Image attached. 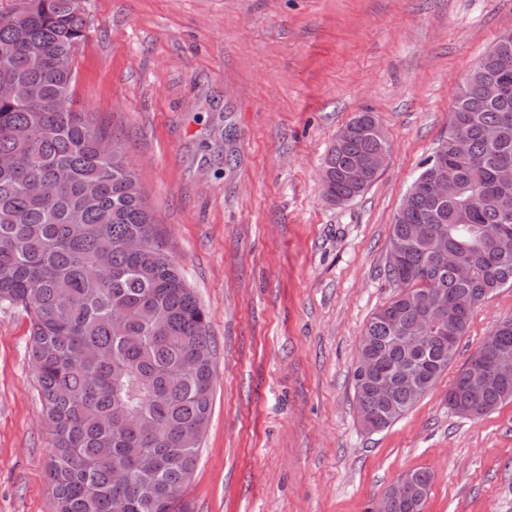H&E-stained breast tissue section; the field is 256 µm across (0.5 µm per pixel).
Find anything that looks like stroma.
Returning a JSON list of instances; mask_svg holds the SVG:
<instances>
[{
  "instance_id": "35a3bbf8",
  "label": "stroma",
  "mask_w": 512,
  "mask_h": 512,
  "mask_svg": "<svg viewBox=\"0 0 512 512\" xmlns=\"http://www.w3.org/2000/svg\"><path fill=\"white\" fill-rule=\"evenodd\" d=\"M75 99L119 137L166 248L209 315L212 415L184 498L192 512H370L407 471L424 512H512V404L476 420L448 387L512 317L477 305L447 370L377 432L356 410L358 347L395 288L396 210L447 136L459 84L512 0H82ZM360 112L390 143L353 201L322 160ZM29 318L0 304V512H52V456ZM408 473L412 474L413 481V491L410 497L412 506L392 501L387 512H423L432 484V475L426 469H416Z\"/></svg>"
}]
</instances>
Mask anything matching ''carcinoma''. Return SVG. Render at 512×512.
<instances>
[{
    "instance_id": "1",
    "label": "carcinoma",
    "mask_w": 512,
    "mask_h": 512,
    "mask_svg": "<svg viewBox=\"0 0 512 512\" xmlns=\"http://www.w3.org/2000/svg\"><path fill=\"white\" fill-rule=\"evenodd\" d=\"M86 35L79 0H24L0 15V81L24 85V100L0 97V303L30 317L29 349L52 435L49 480L54 512H192L183 493L196 468L200 433L211 415L215 379L209 316L167 252L153 211L122 144L75 109L76 70L53 61L75 56ZM512 57L498 39L459 87L448 135L425 159L410 188L448 179V199L418 192L401 202L389 245H403L387 276L398 292L366 324L359 354L375 369L416 375L414 391L396 381L386 398L374 375L355 371L357 414L384 430L402 418L448 369V345L431 334L416 353L399 336L431 324L414 292L448 300V335H464L474 306L512 288V184L498 171L512 163V94L492 99L484 85ZM463 127L469 154L455 161L450 141ZM389 148L383 132L365 131L331 146L321 167L324 194L350 196L349 169ZM448 240V263L436 247ZM139 239L141 248L127 243ZM471 270L462 278L458 267ZM478 352L512 350V318ZM463 367L449 388L454 413L484 417L512 403V377L488 374L469 386ZM412 505L423 512L432 475L411 471Z\"/></svg>"
}]
</instances>
